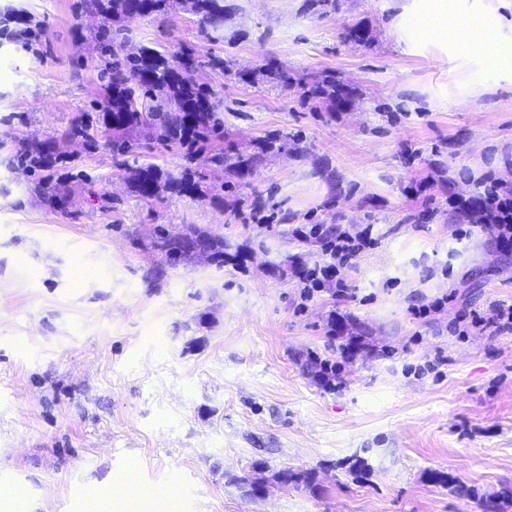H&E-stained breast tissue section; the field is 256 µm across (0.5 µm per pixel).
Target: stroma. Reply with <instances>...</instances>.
I'll use <instances>...</instances> for the list:
<instances>
[{
    "label": "stroma",
    "mask_w": 512,
    "mask_h": 512,
    "mask_svg": "<svg viewBox=\"0 0 512 512\" xmlns=\"http://www.w3.org/2000/svg\"><path fill=\"white\" fill-rule=\"evenodd\" d=\"M224 2L219 40L178 8L122 27L138 46L222 57L226 74L198 73L224 120L201 153L263 159L248 186L227 173L148 202L115 167L111 129L93 123V151L67 135L105 98L103 17L80 0H0V512H127L99 492L130 475L178 494L137 512H512V334L448 330L462 309L512 303V254L478 226L455 241L448 220L474 179L512 184V67L451 37L478 26L512 48V0ZM354 24L364 41L347 38ZM271 61L358 95L305 102L265 76ZM47 139L62 208L16 161ZM314 224L379 239L348 303L299 299L292 270L321 250L292 230ZM192 231L223 241V265L153 246ZM447 293L438 320L413 319ZM353 336L364 348L342 357ZM321 358L342 362L336 388ZM285 469L301 482H278Z\"/></svg>",
    "instance_id": "35a3bbf8"
}]
</instances>
